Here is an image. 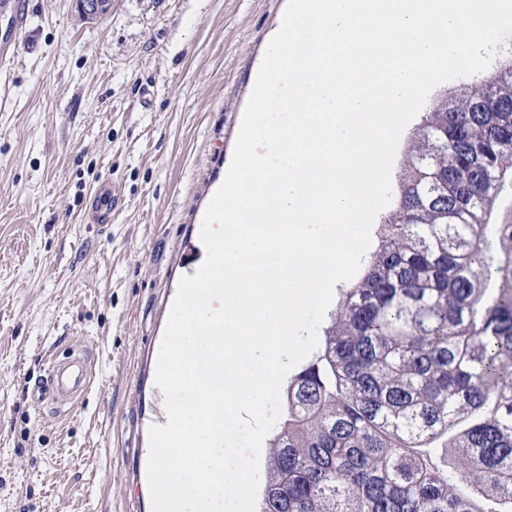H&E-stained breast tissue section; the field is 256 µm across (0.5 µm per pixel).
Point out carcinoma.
I'll return each mask as SVG.
<instances>
[{
  "label": "carcinoma",
  "mask_w": 512,
  "mask_h": 512,
  "mask_svg": "<svg viewBox=\"0 0 512 512\" xmlns=\"http://www.w3.org/2000/svg\"><path fill=\"white\" fill-rule=\"evenodd\" d=\"M512 51L430 103L283 391L259 512H512ZM362 270H363V265L361 264V267L359 269V271L357 272V274L355 275V277L350 280V281H347V282H340V283H337L335 285V290H334V296H333V301L326 313V316L324 318V321L322 322L321 326L319 327V330H318V337H319V343H318V347L316 348V350L311 354L309 355L306 359H304L302 362H300L297 366H295L288 374L287 376L285 377V381L283 383L282 386H286L288 384V381L297 373L301 370V368L306 365L310 359L313 357V355L317 352V350L319 349L320 345L322 344V341H323V329L324 327L326 326L327 322H328V315L329 313L335 308V306L337 305L338 301H339V298H340V289L342 288H345L350 282H352L353 280H356L359 278V276L361 275L362 273Z\"/></svg>",
  "instance_id": "obj_1"
}]
</instances>
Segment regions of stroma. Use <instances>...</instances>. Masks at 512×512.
<instances>
[{
  "label": "stroma",
  "mask_w": 512,
  "mask_h": 512,
  "mask_svg": "<svg viewBox=\"0 0 512 512\" xmlns=\"http://www.w3.org/2000/svg\"><path fill=\"white\" fill-rule=\"evenodd\" d=\"M28 2L0 71V512H152L159 347L287 0ZM80 338L93 388L35 411L27 380ZM121 207V201L114 192L106 187L102 188L95 197V206L89 216L90 224H98L105 228L112 223V212Z\"/></svg>",
  "instance_id": "1"
}]
</instances>
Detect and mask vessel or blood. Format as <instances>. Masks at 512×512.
I'll use <instances>...</instances> for the list:
<instances>
[{"mask_svg":"<svg viewBox=\"0 0 512 512\" xmlns=\"http://www.w3.org/2000/svg\"><path fill=\"white\" fill-rule=\"evenodd\" d=\"M0 17L6 21L5 26L0 27V67L6 69L16 58L17 41L27 24L26 0H0ZM120 206L121 201L116 194L109 189H101L95 197L90 223L103 227L111 224L112 214ZM91 374V362L83 354L70 356L64 361L51 360L46 375L30 386V399L40 408L50 403H74L87 392Z\"/></svg>","mask_w":512,"mask_h":512,"instance_id":"obj_1","label":"vessel or blood"}]
</instances>
